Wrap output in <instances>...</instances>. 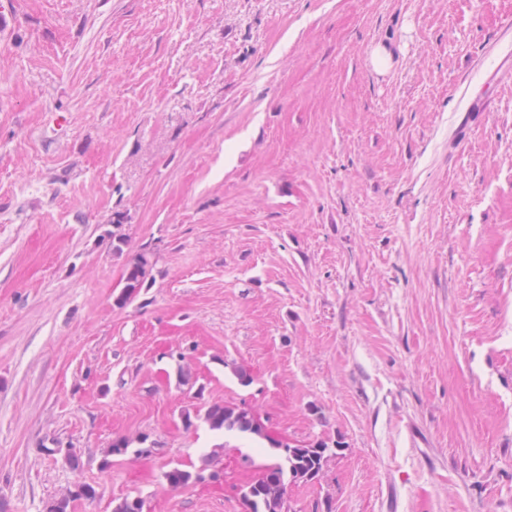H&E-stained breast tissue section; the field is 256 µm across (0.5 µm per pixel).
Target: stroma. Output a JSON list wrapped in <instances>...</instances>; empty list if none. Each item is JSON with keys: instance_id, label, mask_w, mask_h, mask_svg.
Here are the masks:
<instances>
[{"instance_id": "stroma-1", "label": "stroma", "mask_w": 512, "mask_h": 512, "mask_svg": "<svg viewBox=\"0 0 512 512\" xmlns=\"http://www.w3.org/2000/svg\"><path fill=\"white\" fill-rule=\"evenodd\" d=\"M510 23L512 0H0V512L79 482L68 512H247L273 438L343 444L291 512H512ZM214 403L268 439L210 429ZM218 446L222 481L167 483ZM151 267L152 263L146 252L137 254L132 262L128 264L125 287L116 301L118 305H125L136 296L138 290L142 288Z\"/></svg>"}]
</instances>
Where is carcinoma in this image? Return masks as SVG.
Returning a JSON list of instances; mask_svg holds the SVG:
<instances>
[{
	"label": "carcinoma",
	"mask_w": 512,
	"mask_h": 512,
	"mask_svg": "<svg viewBox=\"0 0 512 512\" xmlns=\"http://www.w3.org/2000/svg\"><path fill=\"white\" fill-rule=\"evenodd\" d=\"M151 267L148 253L141 252L135 256L126 269L125 287L117 297V304L124 305L136 296ZM203 420L213 430L267 436L264 425L245 408L214 403L205 410ZM274 451L277 452L278 461L266 466L262 475L244 493V499H252L258 505L255 512H285L287 485L318 479L328 461L341 451V445L333 447L324 440H318L307 446H278ZM220 463V449L216 448L204 467L194 472L175 467L166 472V480L173 487L184 486L196 481L205 471H214ZM95 495L94 487L78 483L68 494L54 501L49 512H67L71 500L92 498Z\"/></svg>",
	"instance_id": "carcinoma-1"
}]
</instances>
